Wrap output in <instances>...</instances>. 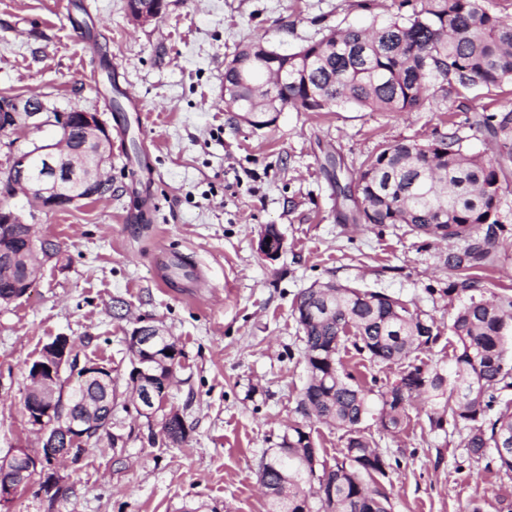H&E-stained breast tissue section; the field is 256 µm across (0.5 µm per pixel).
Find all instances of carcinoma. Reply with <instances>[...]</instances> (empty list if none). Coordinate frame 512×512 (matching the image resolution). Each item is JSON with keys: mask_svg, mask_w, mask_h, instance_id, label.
I'll return each instance as SVG.
<instances>
[{"mask_svg": "<svg viewBox=\"0 0 512 512\" xmlns=\"http://www.w3.org/2000/svg\"><path fill=\"white\" fill-rule=\"evenodd\" d=\"M260 51L258 42L244 45L224 70V97L237 109L254 105L267 80ZM281 65L274 98L298 112L313 111L318 99L334 108L411 112L428 100L433 79L446 81L450 92L512 84V22L481 0H421L420 9L386 24L333 29ZM471 126L500 142L501 161L478 160L455 131L426 143L389 144L362 165L358 186L366 205L352 218L374 227L404 224L411 233L459 243L444 258L454 274L448 295L458 300L448 325L457 343L453 359L446 366L410 360L436 344L440 332L432 315L398 297L332 281L298 293L294 313L307 380L296 407L301 420L261 459L267 512H392L376 482L392 463L363 422L376 414L384 430H398L409 424L417 403L430 431H466L468 459L512 471V292L486 297L479 275L500 258L498 213L509 187L503 162H512V107L476 110ZM68 138L74 149L97 150L79 125ZM351 348L373 365H399L397 374L377 388L367 386L342 361ZM159 349L172 350L170 367L153 369L140 388L164 399L165 380L180 365L182 350L172 339L159 342ZM313 420L343 431L342 458L331 470L319 463ZM161 431L172 445L188 437L173 407Z\"/></svg>", "mask_w": 512, "mask_h": 512, "instance_id": "carcinoma-1", "label": "carcinoma"}]
</instances>
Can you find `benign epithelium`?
<instances>
[{
  "instance_id": "obj_1",
  "label": "benign epithelium",
  "mask_w": 512,
  "mask_h": 512,
  "mask_svg": "<svg viewBox=\"0 0 512 512\" xmlns=\"http://www.w3.org/2000/svg\"><path fill=\"white\" fill-rule=\"evenodd\" d=\"M163 0H154L150 5L140 0H127V13L131 22L137 26L152 23L162 12ZM86 125L91 137L103 145L110 141L108 127L95 112L71 109L60 112H49L38 96L15 97L0 102V129L23 130L28 133H41L47 129L54 135L52 142L33 139L23 150L16 151L12 156L10 169L19 173L20 178L11 182L15 193L22 194L35 202L43 210H56L61 204H75L83 199L98 195L96 187L110 181L106 173L108 160H102L88 176L81 195L73 192L68 199L57 197L58 184L52 179L58 177L57 162L69 154L77 152L68 146L67 130L73 122ZM23 225L28 228L26 240L31 251L38 250L37 239L32 225L25 222L23 216L13 209L0 211V248L8 241L11 233ZM133 349L143 354V359L135 361L136 375L148 376L150 371L161 361V356L154 353L151 340L142 336L140 328H135L128 338ZM71 340L67 336H59L48 343L40 359L31 367L33 388L37 399L31 401L26 409L28 422L39 436L40 448L32 452L27 448H13L5 456L0 457V504L13 501L17 493L24 488V483L15 482L10 474L17 471L16 466L22 465L20 474L30 477L45 472H55L56 464L69 458L71 449L67 445L86 447V443L96 437L97 423L91 408H86L81 418H65L61 410L71 402V394L67 392V383L63 372L72 376H81L84 381L93 380L103 384L112 383V369L97 363L73 364ZM66 447H61V444Z\"/></svg>"
}]
</instances>
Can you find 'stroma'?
Wrapping results in <instances>:
<instances>
[{"label": "stroma", "instance_id": "obj_1", "mask_svg": "<svg viewBox=\"0 0 512 512\" xmlns=\"http://www.w3.org/2000/svg\"><path fill=\"white\" fill-rule=\"evenodd\" d=\"M420 2L164 0L161 15L138 27L126 0H0V97L35 94L60 111L98 113L111 127L117 89L131 88L145 118L125 139L153 171L135 182L126 151L111 146V195L43 211L5 187L12 151L29 136L0 132V200L62 252L24 297L0 307V456L39 446L23 399L30 366L60 335L81 361L111 367L112 430L126 439L122 448L101 439L79 466L61 464L56 499L33 485L7 512H178L192 500L218 512H267L259 465L298 418L306 371L293 301L314 282L413 301L441 331L419 359L453 356L447 244L402 224L352 223L337 186L385 145L424 142L451 126L468 152L495 160L498 143L467 119L476 107L512 105V85L438 90L412 112L289 107L264 129L224 105V69L243 45L261 39L288 54L330 29L408 15ZM144 197L154 208L147 224L136 219ZM500 217L501 260L482 273L492 292L512 288V190ZM269 225L284 241L274 259L258 250ZM170 250L195 258L194 276L167 268ZM142 324L163 328L182 351L170 401L189 428L184 445L151 442L159 422L125 409L126 338ZM366 425L395 461L381 480L393 512H512V473L467 460L462 433L430 431L422 414L396 433L373 418Z\"/></svg>", "mask_w": 512, "mask_h": 512}]
</instances>
